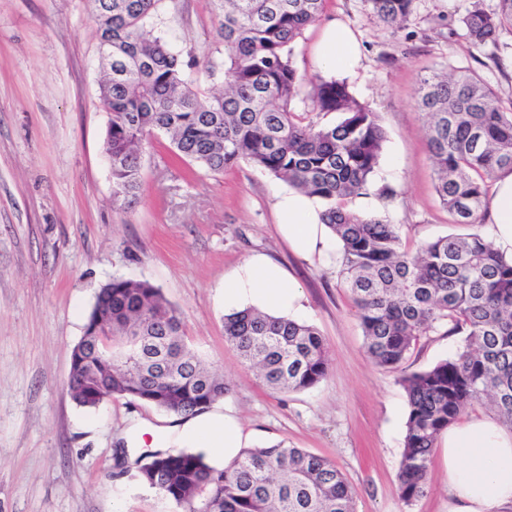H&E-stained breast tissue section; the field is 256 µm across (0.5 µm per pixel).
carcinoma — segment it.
<instances>
[{"label": "carcinoma", "instance_id": "cac0c4a2", "mask_svg": "<svg viewBox=\"0 0 512 512\" xmlns=\"http://www.w3.org/2000/svg\"><path fill=\"white\" fill-rule=\"evenodd\" d=\"M160 0H94L101 56L109 68L99 101L109 114L104 140L112 199L137 203L146 137L160 132L171 158L213 174L249 163L323 203L340 244V271L357 308L365 347L379 368L400 374L407 397L397 472L408 506L426 494L439 437L476 403L512 428V259L483 235L443 236L415 250L399 227L344 210L367 194L386 131L345 81L309 78L294 65L304 31L321 20L324 0H213L224 47L223 88L201 89L215 71L205 49L172 51L147 28ZM415 0H364L370 19L407 26ZM471 44L512 33V0L487 11L481 0L461 18ZM310 110L299 114L295 103ZM436 192L455 224L481 225L488 181L512 174V112L471 70L421 76ZM338 113L333 124L309 112ZM465 331L463 347L433 367L407 373L417 340ZM137 336L144 345H133ZM225 341L279 393L308 390L329 372L327 347L312 325L244 307L224 317ZM68 389L81 406L131 398L174 415H194L229 393L223 375L185 347L178 310L147 280L104 285L71 351ZM139 480L188 512H355V491L325 457L280 442L244 448L225 467L191 450L145 451Z\"/></svg>", "mask_w": 512, "mask_h": 512}]
</instances>
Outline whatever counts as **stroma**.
Returning a JSON list of instances; mask_svg holds the SVG:
<instances>
[{
  "label": "stroma",
  "mask_w": 512,
  "mask_h": 512,
  "mask_svg": "<svg viewBox=\"0 0 512 512\" xmlns=\"http://www.w3.org/2000/svg\"><path fill=\"white\" fill-rule=\"evenodd\" d=\"M470 2L416 0L397 32L371 22L362 0L324 2L323 22L341 20L358 37L362 69L347 84L387 133L367 194L344 205L399 225L412 249L487 232L452 223L443 208L415 105L427 70L466 68L512 111V35L472 46L460 23ZM149 26L176 51L209 45L221 64L211 0H161ZM103 75L92 0H0V512H182L116 465L117 455L168 447V415L126 399L84 408L68 391L71 349L115 278L149 280L180 311L190 347L229 383L218 406L239 418L249 447L283 442L331 459L358 512H448L442 457L425 496L408 506L397 495L405 390L368 359L338 264L299 259L279 235L274 194L286 182L244 162L190 174L169 165V141L158 134L144 155L139 202L115 206ZM384 186L393 200L372 208ZM255 254L293 275L300 319L327 343L329 374L312 389L270 390L224 339V278ZM464 341L461 332L421 337L404 368L428 369Z\"/></svg>",
  "instance_id": "obj_1"
}]
</instances>
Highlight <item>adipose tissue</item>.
Segmentation results:
<instances>
[{
	"label": "adipose tissue",
	"instance_id": "1",
	"mask_svg": "<svg viewBox=\"0 0 512 512\" xmlns=\"http://www.w3.org/2000/svg\"><path fill=\"white\" fill-rule=\"evenodd\" d=\"M315 60L325 76L357 75L361 66L359 42L346 25H326ZM278 227L301 257H335V235L321 219L319 202L295 190L277 194ZM488 238L512 258V174L496 179L487 214ZM252 301L261 307L297 314L299 290L286 271L255 255L224 280V301ZM169 431L180 440H197L225 452L241 447L242 432L231 415L204 411L192 418L173 419ZM444 459L452 512H512V431L491 416L473 415L449 426L444 433Z\"/></svg>",
	"mask_w": 512,
	"mask_h": 512
}]
</instances>
